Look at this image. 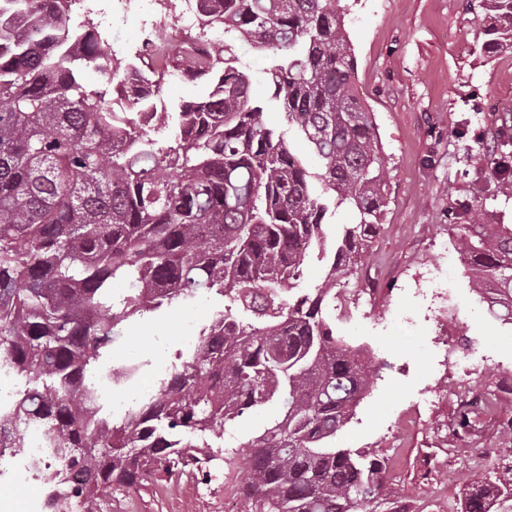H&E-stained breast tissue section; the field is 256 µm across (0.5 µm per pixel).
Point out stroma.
<instances>
[{"label": "stroma", "mask_w": 512, "mask_h": 512, "mask_svg": "<svg viewBox=\"0 0 512 512\" xmlns=\"http://www.w3.org/2000/svg\"><path fill=\"white\" fill-rule=\"evenodd\" d=\"M482 0H343L345 28L354 50L356 83L374 112L388 162L387 207L371 249L356 273L342 285L367 288L373 299L359 314L330 309L338 335L382 360L380 377L360 401L353 419L339 433L342 448H364L387 458L396 477L390 488L411 512L423 502L450 504L460 512L465 492L497 481L503 469L479 463L482 450L512 454V430L497 420L484 423L469 446L434 440L433 434L455 413L458 397L447 396L434 409L420 407L422 390H440V374L425 344L437 340L433 310L410 303L415 329L386 327L389 310L409 302L411 289L427 287L430 271L446 261L448 227L480 220L512 224V196L503 195L485 154L500 144L505 119L512 117V49L491 47ZM147 18L131 0L113 20L107 38L131 59ZM251 76V95L268 118L284 124L257 51L239 52ZM451 301L456 315L448 335L470 347H485L494 361L487 378L465 385L463 394L492 391L512 397V324L488 310L480 289L470 284L463 264L454 267ZM223 300L210 296L174 304L126 321L112 353L113 366L129 359L150 368L172 366L189 337L199 335ZM265 411L227 425L232 448L212 449L203 466L174 476H155L135 489L115 487L100 499V512H242L239 488L246 478L242 462H228L266 424ZM452 459L454 482L426 460Z\"/></svg>", "instance_id": "1"}]
</instances>
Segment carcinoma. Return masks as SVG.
Segmentation results:
<instances>
[{
    "instance_id": "cac0c4a2",
    "label": "carcinoma",
    "mask_w": 512,
    "mask_h": 512,
    "mask_svg": "<svg viewBox=\"0 0 512 512\" xmlns=\"http://www.w3.org/2000/svg\"><path fill=\"white\" fill-rule=\"evenodd\" d=\"M340 2L206 0L203 21L231 40L144 54L119 75L98 28L70 25L72 0H0V361L28 382L0 416V457L25 447L21 430L41 429L49 512H99L104 491L208 455L226 424L266 405L275 413L242 457L247 512H408L386 491L385 460L336 447L379 369L336 335L327 308L387 205ZM484 2L492 44L512 47V0ZM236 40L266 52L288 131L253 101ZM86 69L104 87L84 83ZM172 72L207 78V91L159 112ZM486 158L512 194V153ZM340 208L356 221L329 243ZM456 242L475 287L496 289L512 316V224H461ZM315 252L322 276L297 294ZM118 280L129 290L114 297ZM203 292L224 310L194 354L151 400L104 417L90 377L119 325ZM480 420L462 407L456 434ZM509 496L512 477L476 485L463 512Z\"/></svg>"
}]
</instances>
